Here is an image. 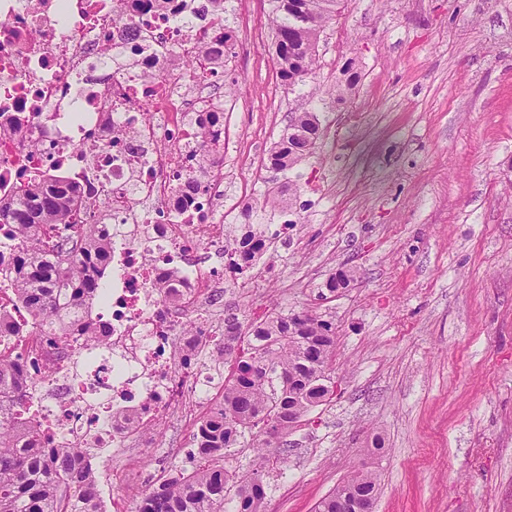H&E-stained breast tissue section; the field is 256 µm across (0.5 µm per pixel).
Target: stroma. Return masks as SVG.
<instances>
[{
  "instance_id": "stroma-1",
  "label": "stroma",
  "mask_w": 512,
  "mask_h": 512,
  "mask_svg": "<svg viewBox=\"0 0 512 512\" xmlns=\"http://www.w3.org/2000/svg\"><path fill=\"white\" fill-rule=\"evenodd\" d=\"M268 0H230L246 49L224 116L240 179L297 192L257 224L269 298H224L242 323L311 310L336 332L334 394L278 449L267 512H313L374 460L375 512H512V0H343L295 91L277 73ZM320 120L293 170L270 150L291 112ZM354 287L329 290L338 269ZM181 419L134 441L148 491L187 466ZM385 450L369 456L373 435Z\"/></svg>"
}]
</instances>
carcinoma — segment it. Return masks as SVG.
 I'll use <instances>...</instances> for the list:
<instances>
[{
	"label": "carcinoma",
	"mask_w": 512,
	"mask_h": 512,
	"mask_svg": "<svg viewBox=\"0 0 512 512\" xmlns=\"http://www.w3.org/2000/svg\"><path fill=\"white\" fill-rule=\"evenodd\" d=\"M271 29L288 47L278 75L292 90L313 71L320 33L336 16V0H271ZM286 135L269 157L272 168L291 170L313 153L319 138L316 113H292ZM288 208L287 191L272 187L263 206ZM84 199L61 174L32 175L8 187L0 185V227L6 226L24 252L17 276L15 306L30 313L49 336H67L54 327L61 306L101 296L109 249L91 242L84 228L70 222ZM248 234L224 246V253L251 257ZM218 352L234 357L235 372L224 380V393L209 406L207 421L193 434L192 468L163 474L157 485L134 500L131 512H224L232 494L239 512H265L263 476L275 454L271 449L333 395L329 367L333 362L332 323L311 313H270L247 328L235 314L224 317ZM22 356L0 354V397L22 390L26 380ZM260 433L248 476L240 479L218 461L243 448L246 436ZM100 476L77 447L50 448L31 426L14 429L0 415V512H99ZM379 474L373 464L352 472L323 497L314 512H353L359 500L378 496Z\"/></svg>",
	"instance_id": "obj_1"
}]
</instances>
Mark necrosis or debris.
Listing matches in <instances>:
<instances>
[{
    "mask_svg": "<svg viewBox=\"0 0 512 512\" xmlns=\"http://www.w3.org/2000/svg\"><path fill=\"white\" fill-rule=\"evenodd\" d=\"M192 70H185V61ZM224 18L211 0H0V183L64 173L88 198L77 223L112 242L108 304L76 309L73 333L36 325L0 336L35 361L23 390L52 447L128 450L149 421L193 422L219 388L205 365L179 375L188 321L224 298L226 278L257 287L256 250L240 273L224 260ZM213 263L191 262L196 248ZM105 324L106 353L89 331Z\"/></svg>",
    "mask_w": 512,
    "mask_h": 512,
    "instance_id": "necrosis-or-debris-1",
    "label": "necrosis or debris"
}]
</instances>
